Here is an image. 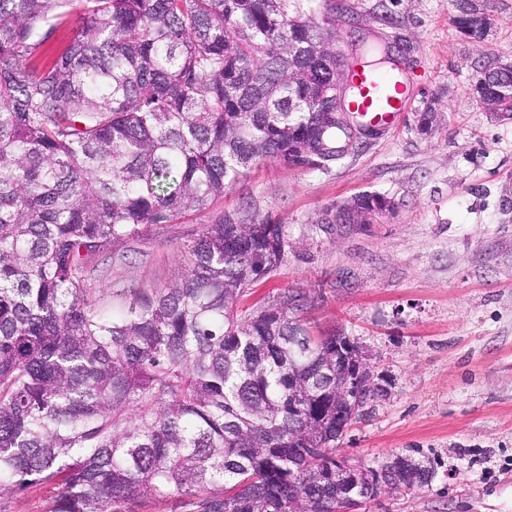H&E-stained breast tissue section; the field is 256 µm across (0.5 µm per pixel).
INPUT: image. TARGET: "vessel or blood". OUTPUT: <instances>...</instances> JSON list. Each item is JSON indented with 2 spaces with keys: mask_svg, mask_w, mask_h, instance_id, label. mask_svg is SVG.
Wrapping results in <instances>:
<instances>
[{
  "mask_svg": "<svg viewBox=\"0 0 512 512\" xmlns=\"http://www.w3.org/2000/svg\"><path fill=\"white\" fill-rule=\"evenodd\" d=\"M358 90L353 110L368 124L388 129L397 125L404 108L405 74L399 69L362 70L356 79Z\"/></svg>",
  "mask_w": 512,
  "mask_h": 512,
  "instance_id": "obj_1",
  "label": "vessel or blood"
}]
</instances>
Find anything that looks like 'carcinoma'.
Here are the masks:
<instances>
[{
	"label": "carcinoma",
	"mask_w": 512,
	"mask_h": 512,
	"mask_svg": "<svg viewBox=\"0 0 512 512\" xmlns=\"http://www.w3.org/2000/svg\"><path fill=\"white\" fill-rule=\"evenodd\" d=\"M0 0V496L54 489L49 512H122L180 498L187 512H347L337 499L336 336H314L306 296L240 308L288 250L283 224L224 214L160 293L93 307L84 260L207 209L254 163L328 170L346 156L316 112L336 62L309 49L335 20L301 0ZM455 27L476 33L468 0ZM473 95L512 115V67ZM314 156L305 158L300 144ZM355 198V218L390 211ZM310 457L300 472L296 458ZM388 482L425 486L407 454ZM81 1L72 0L69 7H67L66 10L68 12L64 22L58 27L52 40L46 46V57H51L58 53L73 37L81 13Z\"/></svg>",
	"instance_id": "cac0c4a2"
}]
</instances>
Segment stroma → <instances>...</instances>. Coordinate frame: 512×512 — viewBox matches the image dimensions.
Here are the masks:
<instances>
[{
	"instance_id": "obj_1",
	"label": "stroma",
	"mask_w": 512,
	"mask_h": 512,
	"mask_svg": "<svg viewBox=\"0 0 512 512\" xmlns=\"http://www.w3.org/2000/svg\"><path fill=\"white\" fill-rule=\"evenodd\" d=\"M340 34L407 45L409 106L401 125L360 139L331 170L257 162L223 198L85 261L96 308L124 309L131 289L158 292L185 273L202 225L250 211L284 225L288 253L242 304L303 291L317 336L366 346L391 383L341 442L364 465L420 449L429 487L367 501L358 512H512V120L492 118L470 88L488 59L512 62V0H478L485 43L451 24L452 0H336ZM438 102L420 134L415 116ZM378 192L394 209L370 224H335L336 206Z\"/></svg>"
}]
</instances>
